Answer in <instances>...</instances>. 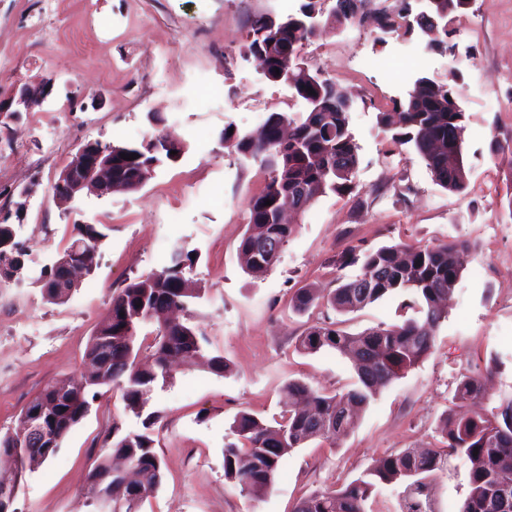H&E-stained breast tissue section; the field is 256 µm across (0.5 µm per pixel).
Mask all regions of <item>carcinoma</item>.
Wrapping results in <instances>:
<instances>
[{
    "mask_svg": "<svg viewBox=\"0 0 512 512\" xmlns=\"http://www.w3.org/2000/svg\"><path fill=\"white\" fill-rule=\"evenodd\" d=\"M465 0H436L435 13L446 17L464 10ZM334 19L361 21L356 0H336ZM270 16L261 15L250 23L247 38L240 49L245 56L255 51L264 55L279 71H288L293 56L287 48H301L309 32L298 26L286 31L272 30ZM384 33L404 30V34L426 36L425 29L409 23V0H396L393 10L377 16ZM458 74L451 72L448 82H424L414 79L407 97L399 107L392 141L409 144L423 160L435 182L452 193L462 192L469 171L464 159L465 113L448 108L447 97L457 98ZM332 80L310 72L297 80L294 93L305 102L304 111L295 115L270 113L259 132L241 133L224 127V147L242 159L260 166L266 173L263 189L249 204L247 230L239 245L246 270L255 275L268 272L273 262L261 249V242L275 240L284 246L294 233V225L279 223L280 210L294 189L306 192V202L313 204L329 194H350L356 188L359 165L358 146L349 130L348 113L314 112L313 104L329 102L328 86ZM290 130L288 143H282L279 129ZM150 147L104 144L112 149V180L132 179L139 171L153 165L175 163L185 153L184 141L166 131L146 138ZM134 153L125 160L121 154ZM272 205H265V201ZM21 210L6 213L0 223V284L28 277V253L17 240L16 225ZM76 234L58 252L82 264L96 260L105 234L94 224L75 225ZM465 243L451 241L435 246H383L358 254L350 251L342 265L361 264V273L339 281L336 288L318 298L311 289H299L293 304L297 313H305L319 304L339 314L353 313L396 293L409 296L404 306L419 307L420 318H408L400 324L378 326L359 334H349L324 320L308 327L297 340V349L316 353L332 349L347 356L357 379L347 391L325 394L307 384L288 382V405L282 410L278 427L273 428L249 412L239 413L231 426L235 441L224 447V478L240 486L253 497L265 495L274 485L282 459L313 439L336 442L348 428L338 422L339 415L354 416L366 408L378 390L402 377L431 350L434 336L445 319L442 305L449 301L461 279L456 253ZM190 251H176L170 263L159 271L129 283L112 299V312L98 323L90 338L85 357H93L98 348L112 344V362L100 367L96 375L81 382L62 380L39 396L47 411L58 417L57 426L47 431L54 456L69 431L84 418L85 406L103 395V390L119 393L124 410L142 419V430L126 431L122 422L112 419V453L127 460L139 479L133 487L119 486L112 477V512H140L143 502L161 485L162 462L155 451L150 428L156 414L145 413L148 395L158 386L170 383V359L182 357L191 364L206 366L215 374L227 371L222 356L207 353L205 334L181 322H159V314L184 310L199 297V289L185 278L184 270L193 266ZM55 276L52 266H43L36 282L44 297L63 303L72 289L51 287ZM372 287L359 288L364 279ZM158 323L152 351L144 364L137 362L136 341L140 329ZM483 398L481 381L463 375L455 389V399L467 403ZM445 449L417 452L405 449L391 453L379 464L339 491L313 492L300 498L294 512H366L365 504L379 484L402 483L405 495L412 497L426 488V480L443 469L448 454H456L469 465L470 491L460 512H512V399L502 402L489 413H449L441 420ZM10 453L27 460L29 470L44 463L18 437L0 436V454Z\"/></svg>",
    "mask_w": 512,
    "mask_h": 512,
    "instance_id": "cac0c4a2",
    "label": "carcinoma"
}]
</instances>
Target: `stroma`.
<instances>
[{
  "instance_id": "1",
  "label": "stroma",
  "mask_w": 512,
  "mask_h": 512,
  "mask_svg": "<svg viewBox=\"0 0 512 512\" xmlns=\"http://www.w3.org/2000/svg\"><path fill=\"white\" fill-rule=\"evenodd\" d=\"M304 0H0V208L31 195L18 239L33 269L50 264L77 222L105 235L98 263L69 300L48 302L28 279L0 288V436L18 430L22 410L48 386L80 379L88 341L112 299L130 282L160 270L178 248L197 252L186 273L201 289L186 314L226 358L221 375L180 365L150 396L158 414L155 450L160 488L141 512H293L315 491L340 490L374 461L407 448L438 447L440 421L453 409L461 376L481 378L480 406L512 398V0H471L448 22L453 54L427 49L419 37L381 35L375 12L395 0H369L371 19L310 38L301 53L353 99L349 129L358 145L356 195L328 194L298 218L274 267L255 277L238 247L251 197L264 186L258 165L224 148L231 125L258 130L273 112L303 103L281 83L241 59L252 19L297 13ZM425 51L404 71L391 59L405 45ZM460 76L466 114L465 190L437 185L409 146L393 144L380 115L394 109L415 74L443 82ZM44 79L51 96L10 116L13 85ZM158 114L159 122L147 119ZM171 130L186 144L177 163L155 169L135 192L85 196L64 211L54 185L89 140L136 145ZM468 242L461 280L434 347L414 368L381 389L347 434L307 442L286 456L272 489L254 498L224 478V446L237 414L279 416L284 387H353L351 363L333 350L302 354L298 337L322 318L299 314L297 290L335 288L359 266H341L351 248L433 246ZM400 295L344 317L352 334L411 317ZM138 431L142 421L119 397L103 395L66 437L58 453L26 473L18 512H91L88 474L108 451L113 419ZM438 512H460L469 467L459 456L428 480Z\"/></svg>"
}]
</instances>
